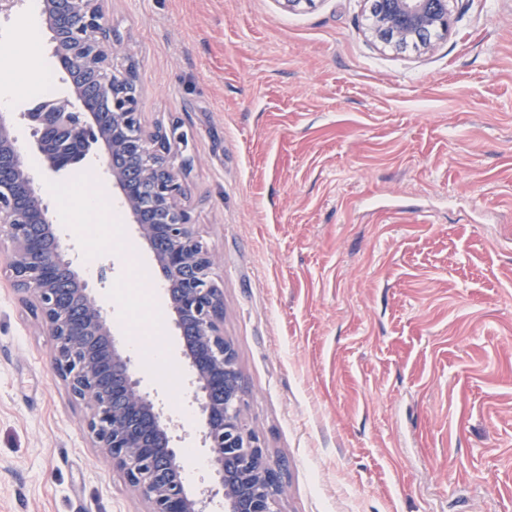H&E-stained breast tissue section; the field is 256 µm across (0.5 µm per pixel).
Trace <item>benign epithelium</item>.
Returning <instances> with one entry per match:
<instances>
[{"mask_svg":"<svg viewBox=\"0 0 512 512\" xmlns=\"http://www.w3.org/2000/svg\"><path fill=\"white\" fill-rule=\"evenodd\" d=\"M53 56L63 58L77 111L47 106L27 112L40 154L57 173L101 143L103 171L132 223L149 244L167 280L166 300L183 355L195 371L191 399L204 417L202 444L210 478L196 493L182 478L180 437L150 393L138 367L118 347L88 283L73 269L48 215L42 190L17 148L10 114L0 113V255L13 286L53 342V367L85 404L96 447L124 471L147 512H279L282 482L264 440L247 428L236 351L224 336V289L211 254L193 231V209L170 161L189 135L173 122L146 131L136 83L110 74V30L98 0H44ZM370 34L396 49L428 50L448 35V0H378ZM85 72L105 99L88 97L76 75ZM109 111H100L102 102ZM8 247H3L4 243Z\"/></svg>","mask_w":512,"mask_h":512,"instance_id":"obj_1","label":"benign epithelium"}]
</instances>
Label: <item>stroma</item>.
<instances>
[{
	"mask_svg": "<svg viewBox=\"0 0 512 512\" xmlns=\"http://www.w3.org/2000/svg\"><path fill=\"white\" fill-rule=\"evenodd\" d=\"M433 50L373 43L368 0H104L145 128L173 149L224 289L245 420L282 473L281 512H512V0H450ZM31 17L40 51L26 57ZM38 0L0 15L18 146L50 211L111 185L88 157L49 173L22 90L55 71ZM118 242L62 231L79 276L208 476L203 419L166 373L189 366L161 274L128 215ZM160 345L170 362L153 361ZM52 342L0 265V512H147L52 366Z\"/></svg>",
	"mask_w": 512,
	"mask_h": 512,
	"instance_id": "1",
	"label": "stroma"
}]
</instances>
